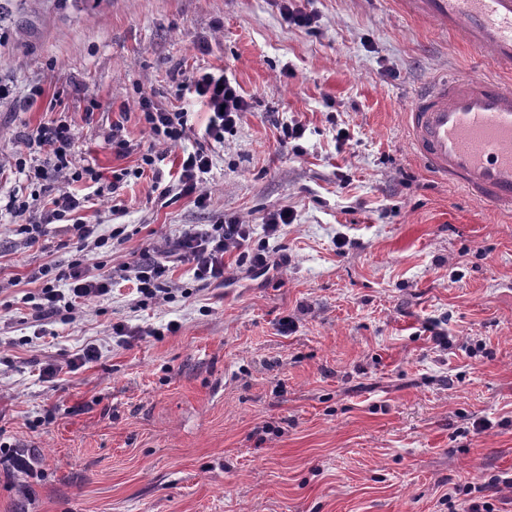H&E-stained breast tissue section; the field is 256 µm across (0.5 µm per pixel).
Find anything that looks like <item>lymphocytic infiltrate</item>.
<instances>
[{"label":"lymphocytic infiltrate","mask_w":512,"mask_h":512,"mask_svg":"<svg viewBox=\"0 0 512 512\" xmlns=\"http://www.w3.org/2000/svg\"><path fill=\"white\" fill-rule=\"evenodd\" d=\"M182 90L202 102L209 114L203 142L184 153L180 163L177 189L181 196L193 198L195 205L206 206L208 195L204 189L206 176L212 167L214 145L223 143L224 133L233 128L248 102L239 86L223 74L210 70H196L181 85ZM145 127L156 139L175 144L185 139L188 132V112H174L157 108L150 97L139 101ZM74 133L70 124L59 120L37 128L26 137V148L31 162H19L18 167L28 180L43 181L70 175L75 159L70 152ZM86 200L68 191H58L50 207L39 206L16 197L9 198L5 209L16 218V232L28 240H36L48 224L72 217L83 209ZM69 230L76 240V254L68 264L40 266L29 274L31 282L41 288L32 306L34 321H68L87 302L107 295L113 277L134 275L138 282L140 300H166L169 295L168 268L157 260H138L115 268L113 273L93 272L84 262L85 252L104 247L109 239L99 225L74 221ZM250 225L231 218L210 228L184 229L177 238L176 259L192 265L195 277L207 284H223L224 256L233 248L244 249L250 239Z\"/></svg>","instance_id":"f902f5d3"}]
</instances>
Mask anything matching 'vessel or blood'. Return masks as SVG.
I'll return each instance as SVG.
<instances>
[{"label":"vessel or blood","mask_w":512,"mask_h":512,"mask_svg":"<svg viewBox=\"0 0 512 512\" xmlns=\"http://www.w3.org/2000/svg\"><path fill=\"white\" fill-rule=\"evenodd\" d=\"M476 50L500 77L448 75L417 90L403 124L416 161L467 197L512 211V0H398Z\"/></svg>","instance_id":"obj_1"}]
</instances>
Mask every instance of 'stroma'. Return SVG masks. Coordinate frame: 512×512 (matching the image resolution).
<instances>
[{
  "label": "stroma",
  "instance_id": "35a3bbf8",
  "mask_svg": "<svg viewBox=\"0 0 512 512\" xmlns=\"http://www.w3.org/2000/svg\"><path fill=\"white\" fill-rule=\"evenodd\" d=\"M288 5L311 29L278 0H26L27 29L0 31V198L50 204L15 161L27 133L63 119L77 159L127 172L108 202L90 175L68 184L90 198L81 222L122 230L89 266L165 257L186 225L232 217L288 258L255 277L228 252L223 286L174 266L161 303L118 278L38 334L28 274L75 240L59 223L33 243L0 215V512H448L455 485L512 472V214L431 177L402 126L433 76L489 67L396 0ZM199 68L248 102L213 150L203 208L160 197L182 149L145 166L137 105L185 107L201 137L205 108L177 97ZM116 122L123 154L105 141ZM285 122L304 126L298 146L281 144ZM284 208L293 224L266 236ZM90 340L97 362L43 381Z\"/></svg>",
  "mask_w": 512,
  "mask_h": 512
}]
</instances>
